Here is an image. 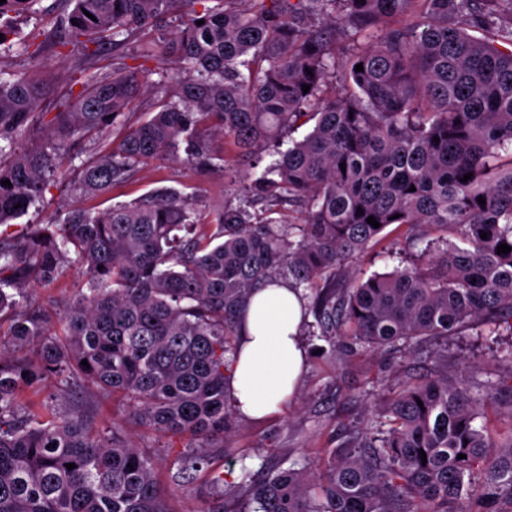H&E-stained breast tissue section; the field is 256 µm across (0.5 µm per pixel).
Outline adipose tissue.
<instances>
[{"mask_svg": "<svg viewBox=\"0 0 512 512\" xmlns=\"http://www.w3.org/2000/svg\"><path fill=\"white\" fill-rule=\"evenodd\" d=\"M305 303L299 291L277 282L247 299L239 327V350L227 394L236 412L253 420L281 413L307 364L300 336Z\"/></svg>", "mask_w": 512, "mask_h": 512, "instance_id": "adipose-tissue-1", "label": "adipose tissue"}]
</instances>
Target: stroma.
<instances>
[{"label": "stroma", "mask_w": 512, "mask_h": 512, "mask_svg": "<svg viewBox=\"0 0 512 512\" xmlns=\"http://www.w3.org/2000/svg\"><path fill=\"white\" fill-rule=\"evenodd\" d=\"M65 9L64 0H40L36 14L18 21L11 43L0 46V68L28 73L51 86L50 94L40 106L44 118L20 137L19 144L23 147L39 138L46 120L66 111L68 102L81 91L88 75H109L114 63H132L137 54L139 41L131 38L118 48H105L90 67L79 52H72L66 58L57 55L47 38ZM33 42L43 46L41 64L37 67L24 51L25 45ZM147 67L152 89L131 104L125 115L130 125L139 122L157 99L172 90L168 61L152 60ZM112 139V130L107 127L79 142L62 143L56 178L42 201L31 206L21 218L1 225L0 234L21 235L27 225L43 224L61 214L71 201L101 211L161 186L179 188L193 198L198 209L209 213L235 199L241 183L256 175L248 160L238 156L232 142L218 140L214 147L223 156V165L200 172L185 164L157 160L141 167L132 179L115 185L110 197L93 200L81 197L77 181L83 163ZM428 239L422 226L389 232L382 244L370 248L360 258L357 267L367 275L392 271L400 265L405 253L424 249ZM301 339L308 353L307 370L283 413L262 422L237 419L228 450L214 457L209 472L199 474L188 486L174 484L172 466L175 452L187 447V440L173 442L126 421L121 403L109 397L94 398L96 421L103 427L122 426L141 451L158 458L155 476L164 489L173 490L175 512H206L210 505V476L214 473L223 475L224 498L230 501L239 496L243 469L255 472L281 464L287 466L303 458L307 461V471H317L322 449L344 446L348 432L381 413L387 391L409 371L419 369L421 363L413 353L356 351L344 340H337L332 346L324 345L306 333ZM510 348L512 333L505 331L484 339L477 336L475 329L467 328L449 337L442 367L452 379L482 381L491 372L505 380L512 377V363L503 358Z\"/></svg>", "instance_id": "35a3bbf8"}]
</instances>
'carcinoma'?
Here are the masks:
<instances>
[{
	"label": "carcinoma",
	"instance_id": "1",
	"mask_svg": "<svg viewBox=\"0 0 512 512\" xmlns=\"http://www.w3.org/2000/svg\"><path fill=\"white\" fill-rule=\"evenodd\" d=\"M38 2L0 5L3 38ZM66 2L52 45L88 57L182 8L138 53L175 65L177 99L85 164L82 195L106 196L160 158L206 171L217 138L256 165L266 151L275 160L212 216L162 187L105 211L71 204L61 222L0 238V512H171L157 461L98 425L79 393L119 396L135 423L197 441L174 459L190 483L234 428L226 383L242 307L277 280L311 291L313 335L420 350L430 368L390 389L381 419L331 450L319 475L270 470L243 482L234 512H512V383L450 382L440 354L422 350L474 325L512 332V251L497 253L512 248V0ZM317 16L348 41L341 55ZM149 89L142 64L92 75L57 126L20 149L46 84L0 71V182H11L0 224L43 198L58 140L119 124ZM303 119L312 130L281 149ZM286 202L303 223L281 217ZM417 225L461 244L442 237L389 273L350 277L388 227ZM74 264L85 279L62 309L26 302L30 285ZM50 378L60 389L41 406L21 399ZM489 405L509 422L498 439L478 423Z\"/></svg>",
	"mask_w": 512,
	"mask_h": 512
}]
</instances>
